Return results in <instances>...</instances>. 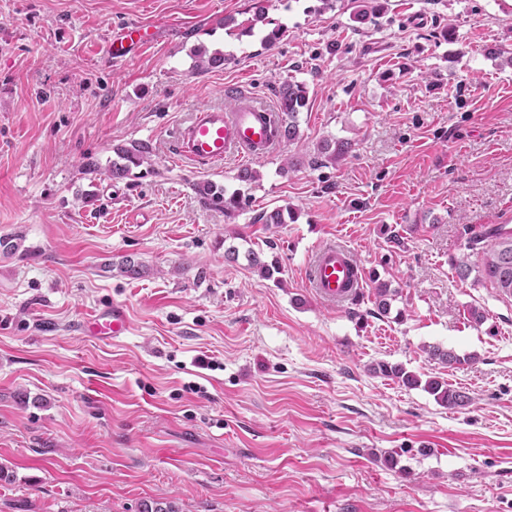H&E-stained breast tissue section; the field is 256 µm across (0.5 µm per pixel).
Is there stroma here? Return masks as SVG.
I'll list each match as a JSON object with an SVG mask.
<instances>
[{
    "label": "stroma",
    "instance_id": "stroma-1",
    "mask_svg": "<svg viewBox=\"0 0 512 512\" xmlns=\"http://www.w3.org/2000/svg\"><path fill=\"white\" fill-rule=\"evenodd\" d=\"M254 2L0 0V238L20 239L0 251V512H512V299L452 267L512 225V0ZM134 21L152 43L112 61ZM288 80L299 136L248 161L226 217L195 186L237 189L241 166L177 160V131ZM327 139L352 149L315 166ZM135 142L150 164L112 178ZM336 239L365 271L353 312L306 284ZM114 304L127 336L80 332ZM375 373L397 380L407 388H416L421 385L420 379L412 372L407 371L401 365H391L388 362L380 361L373 368ZM424 388L434 395L437 402L448 406V408L463 407L471 401V398L464 392L458 391L447 382L435 378L427 380Z\"/></svg>",
    "mask_w": 512,
    "mask_h": 512
}]
</instances>
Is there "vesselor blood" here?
Listing matches in <instances>:
<instances>
[{
    "label": "vessel or blood",
    "instance_id": "vessel-or-blood-1",
    "mask_svg": "<svg viewBox=\"0 0 512 512\" xmlns=\"http://www.w3.org/2000/svg\"><path fill=\"white\" fill-rule=\"evenodd\" d=\"M149 41L148 25L130 23L113 33L106 52L111 59L121 60L132 47ZM279 145L273 109L245 95L229 111L215 105L197 110L178 133L175 155L201 167L260 159L274 153ZM363 279L362 267L337 241L321 245L309 263V288L332 306L341 307L361 297ZM129 330L128 316L119 306L100 310L81 324L84 335L107 341L118 339Z\"/></svg>",
    "mask_w": 512,
    "mask_h": 512
}]
</instances>
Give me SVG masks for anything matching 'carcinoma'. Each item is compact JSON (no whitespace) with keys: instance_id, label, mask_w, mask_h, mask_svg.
I'll return each mask as SVG.
<instances>
[{"instance_id":"obj_1","label":"carcinoma","mask_w":512,"mask_h":512,"mask_svg":"<svg viewBox=\"0 0 512 512\" xmlns=\"http://www.w3.org/2000/svg\"><path fill=\"white\" fill-rule=\"evenodd\" d=\"M307 103V89L301 83L286 82L278 94L279 110V136L281 140L292 142L298 138L297 116ZM350 148V143L340 141L331 143L324 141L320 147L319 164H336ZM152 147L140 142L130 150L123 149L118 152V159L112 161V177L121 179L129 175L134 167L150 163ZM197 193L206 202L224 208V214L233 215L240 206L244 191L238 189L227 196L223 190L211 183L195 186ZM465 248L470 255L476 257L478 262L472 264L468 258H463L454 264V269L461 280L477 273V278L485 279L505 295L512 296V230L501 224L485 232L474 233L466 239ZM374 372L394 379L407 388H416L420 385L432 395L437 402L450 408L463 407L471 398L465 393L451 387L447 382L438 379H429L421 383L420 379L401 365H391L380 361L374 367Z\"/></svg>"}]
</instances>
